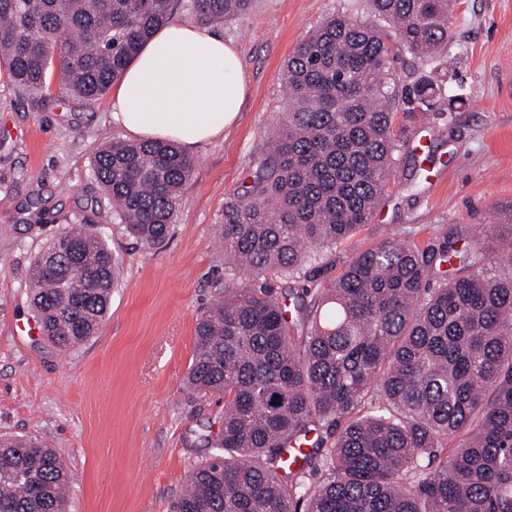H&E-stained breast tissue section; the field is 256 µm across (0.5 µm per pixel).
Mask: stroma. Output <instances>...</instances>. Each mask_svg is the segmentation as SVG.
Wrapping results in <instances>:
<instances>
[{"instance_id": "stroma-1", "label": "stroma", "mask_w": 512, "mask_h": 512, "mask_svg": "<svg viewBox=\"0 0 512 512\" xmlns=\"http://www.w3.org/2000/svg\"><path fill=\"white\" fill-rule=\"evenodd\" d=\"M337 13L393 32L367 0H250L224 20L177 0L174 20L236 45L250 95L222 139L190 150L193 175L169 239L154 249L129 237L93 174L103 140L126 137L110 117L111 95L86 101L55 77L41 92L20 91L0 64V434L56 451L72 476L67 512H168L208 456L202 436L220 430L224 399L193 392L186 376L196 321L224 295V208L250 186L253 161L288 109L289 54ZM450 31L446 99L407 102L404 89L428 66L408 53L390 64L400 141L372 223L312 252L294 276L267 274L280 302L384 239L423 243L456 225L503 222L512 204V0H459ZM79 225L101 232L117 284L99 332L62 352L37 332L27 285L38 253Z\"/></svg>"}]
</instances>
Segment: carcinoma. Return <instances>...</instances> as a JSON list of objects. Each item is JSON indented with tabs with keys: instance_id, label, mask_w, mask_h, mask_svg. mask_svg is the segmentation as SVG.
Listing matches in <instances>:
<instances>
[{
	"instance_id": "obj_1",
	"label": "carcinoma",
	"mask_w": 512,
	"mask_h": 512,
	"mask_svg": "<svg viewBox=\"0 0 512 512\" xmlns=\"http://www.w3.org/2000/svg\"><path fill=\"white\" fill-rule=\"evenodd\" d=\"M370 4L395 34L340 14L300 41L284 65L288 112L252 185L224 208L229 283L197 321L187 377L224 396V417L171 512H512V207L479 237L384 240L291 312L266 283H234L242 270L291 274L308 249L342 244L376 214L397 140L390 58L448 66L454 3ZM248 6L193 0L209 19ZM172 17V0H0V59L19 90L43 89L56 71L93 101ZM444 91L426 77L405 99ZM193 171L174 142L107 141L93 160L113 216L147 246L169 235ZM115 281L99 234L56 236L28 284L44 338L65 352L94 335ZM366 400L372 411L355 416ZM321 426L336 438L317 437L287 470L286 445ZM69 483L53 449L0 435V512H65Z\"/></svg>"
}]
</instances>
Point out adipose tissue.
I'll return each instance as SVG.
<instances>
[{
    "label": "adipose tissue",
    "instance_id": "obj_1",
    "mask_svg": "<svg viewBox=\"0 0 512 512\" xmlns=\"http://www.w3.org/2000/svg\"><path fill=\"white\" fill-rule=\"evenodd\" d=\"M240 53L223 35L174 22L127 66L112 94V119L140 140L192 150L223 137L246 97Z\"/></svg>",
    "mask_w": 512,
    "mask_h": 512
}]
</instances>
